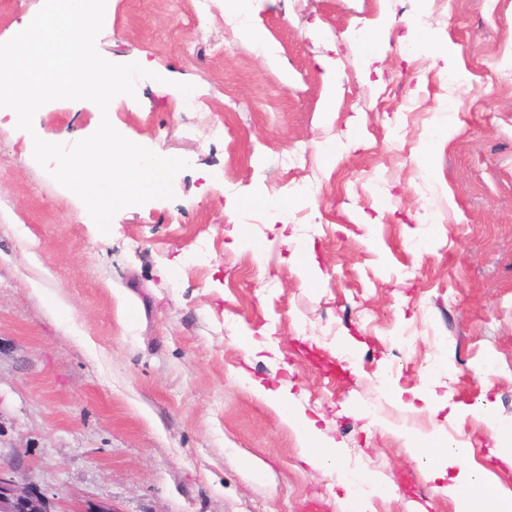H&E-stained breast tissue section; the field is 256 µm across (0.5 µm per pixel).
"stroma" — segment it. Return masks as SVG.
<instances>
[{"label": "stroma", "instance_id": "35a3bbf8", "mask_svg": "<svg viewBox=\"0 0 512 512\" xmlns=\"http://www.w3.org/2000/svg\"><path fill=\"white\" fill-rule=\"evenodd\" d=\"M229 14L210 0L200 26L193 0H112L100 54L147 61L202 102L183 108L153 76L113 100L119 133L193 162L172 198L120 210L111 235L84 223L30 147L89 137L97 106L49 103L30 132L0 120V459L38 491L117 512H348L336 469L304 462L296 434L239 385L243 367L287 385L345 465L393 489L375 512H456L404 437L343 406L371 401L423 434L445 424L392 404L381 370L512 420V84L498 79L512 71V0H254L248 22L271 60L236 39ZM442 117L447 138L434 134ZM329 140L343 145L333 158L318 149ZM272 195L287 214L260 205ZM296 241L319 286L298 275ZM263 327L283 362L246 358L239 334ZM341 336L357 341L362 375L321 369ZM445 426L487 464L483 423Z\"/></svg>", "mask_w": 512, "mask_h": 512}]
</instances>
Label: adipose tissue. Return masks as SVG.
<instances>
[{"instance_id": "obj_1", "label": "adipose tissue", "mask_w": 512, "mask_h": 512, "mask_svg": "<svg viewBox=\"0 0 512 512\" xmlns=\"http://www.w3.org/2000/svg\"><path fill=\"white\" fill-rule=\"evenodd\" d=\"M239 382L265 405L275 411L282 423L299 437L307 459L317 467H326L339 461V449L335 440L328 437L310 419L304 408L294 402L287 386L270 388L253 379L246 371H239ZM450 422L464 425L467 420L483 422L495 441L494 454L504 470L512 471V422L501 420L485 404L467 407L453 406L448 415ZM410 453L420 459L431 471L448 467L457 473L448 484L438 486L440 495L456 503H478L488 505L490 512H512V490L482 472L469 468L465 461L470 448L464 443H452L447 438L444 426H436L427 435L403 429Z\"/></svg>"}]
</instances>
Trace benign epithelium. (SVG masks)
<instances>
[{"label": "benign epithelium", "mask_w": 512, "mask_h": 512, "mask_svg": "<svg viewBox=\"0 0 512 512\" xmlns=\"http://www.w3.org/2000/svg\"><path fill=\"white\" fill-rule=\"evenodd\" d=\"M18 466L11 463L0 466V512H118L113 507L77 503L69 509L60 507V501L32 489L17 479Z\"/></svg>", "instance_id": "obj_1"}]
</instances>
